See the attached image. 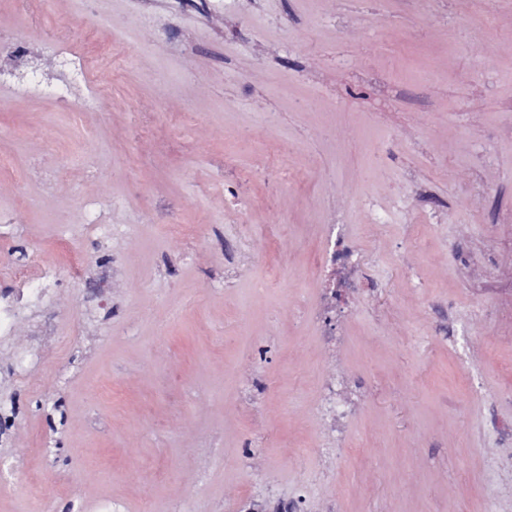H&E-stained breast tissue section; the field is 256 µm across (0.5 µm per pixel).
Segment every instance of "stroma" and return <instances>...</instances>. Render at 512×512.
Segmentation results:
<instances>
[{
	"label": "stroma",
	"mask_w": 512,
	"mask_h": 512,
	"mask_svg": "<svg viewBox=\"0 0 512 512\" xmlns=\"http://www.w3.org/2000/svg\"><path fill=\"white\" fill-rule=\"evenodd\" d=\"M32 31L104 103L0 86V293L57 269L0 339V512L33 475L48 512H512L485 426L512 388V0H0V39ZM324 224L370 279L338 347L309 314ZM336 376L364 389L351 454ZM62 56V67L69 76H82L83 88L76 94L72 92L70 84L59 74L52 79L62 82L59 89L61 104L63 108L71 111L84 110L90 108H102L101 92L86 83L87 65L83 57L71 53L64 47H59ZM323 392L328 403L332 405L328 415L335 423L336 432L351 446L347 426L355 412L356 400L362 393L361 384L354 379H326L323 382Z\"/></svg>",
	"instance_id": "obj_1"
}]
</instances>
